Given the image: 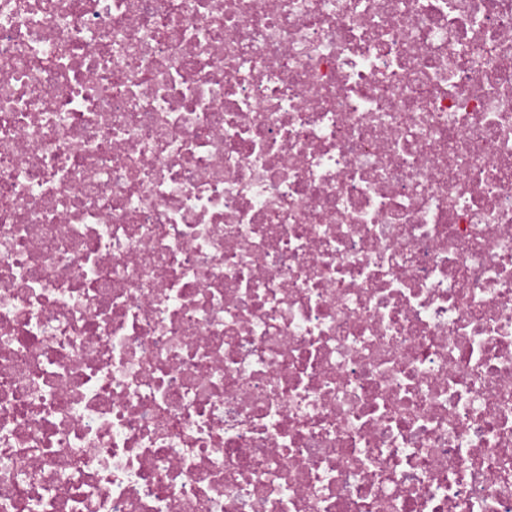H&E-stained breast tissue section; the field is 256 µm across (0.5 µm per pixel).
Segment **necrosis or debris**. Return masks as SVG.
<instances>
[{"instance_id":"obj_1","label":"necrosis or debris","mask_w":512,"mask_h":512,"mask_svg":"<svg viewBox=\"0 0 512 512\" xmlns=\"http://www.w3.org/2000/svg\"><path fill=\"white\" fill-rule=\"evenodd\" d=\"M0 512H512V0H0Z\"/></svg>"}]
</instances>
